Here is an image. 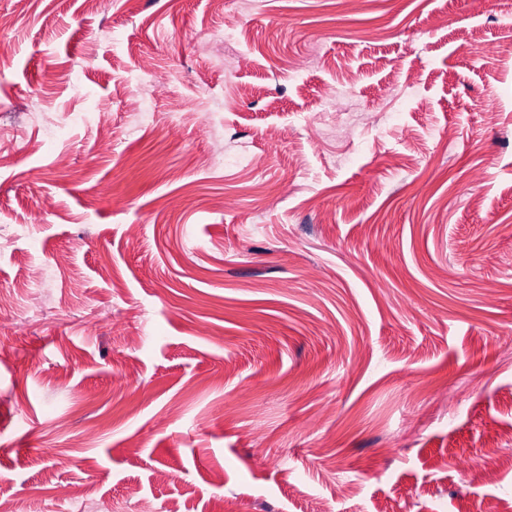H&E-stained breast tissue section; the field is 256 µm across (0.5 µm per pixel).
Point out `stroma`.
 Returning a JSON list of instances; mask_svg holds the SVG:
<instances>
[{"mask_svg":"<svg viewBox=\"0 0 512 512\" xmlns=\"http://www.w3.org/2000/svg\"><path fill=\"white\" fill-rule=\"evenodd\" d=\"M233 2L0 0V497L502 512L512 0Z\"/></svg>","mask_w":512,"mask_h":512,"instance_id":"obj_1","label":"stroma"}]
</instances>
